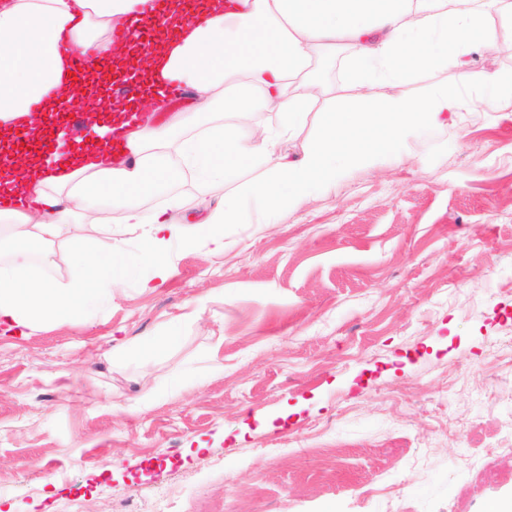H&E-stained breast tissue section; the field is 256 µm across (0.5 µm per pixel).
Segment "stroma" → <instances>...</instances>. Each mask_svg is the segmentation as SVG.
Wrapping results in <instances>:
<instances>
[{
	"mask_svg": "<svg viewBox=\"0 0 512 512\" xmlns=\"http://www.w3.org/2000/svg\"><path fill=\"white\" fill-rule=\"evenodd\" d=\"M348 55L322 60L340 101L359 92ZM464 94L480 109L276 223L225 225L223 254L182 252L161 288L130 274L93 324L0 334V512L511 498L512 472L481 484L473 470L478 441L512 424V121L491 91ZM168 189L193 214L226 187L201 193L184 171Z\"/></svg>",
	"mask_w": 512,
	"mask_h": 512,
	"instance_id": "obj_1",
	"label": "stroma"
}]
</instances>
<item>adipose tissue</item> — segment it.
<instances>
[{"instance_id":"obj_1","label":"adipose tissue","mask_w":512,"mask_h":512,"mask_svg":"<svg viewBox=\"0 0 512 512\" xmlns=\"http://www.w3.org/2000/svg\"><path fill=\"white\" fill-rule=\"evenodd\" d=\"M154 9L153 0H0V123L26 129L35 110H55L50 92L71 85L73 52L109 64L128 44L132 20ZM496 16L512 22V0H200L191 21L171 19L172 33L147 68L155 90L176 81L194 92L192 110L171 125L129 130L122 161L109 150L59 155L24 189L0 191V218L10 227L0 236V326L33 332L92 321L127 271L143 270V289L158 288L174 275L178 250L202 244L223 253L225 225L268 224L300 210L349 170L447 125L466 107L447 85L420 100L372 89L412 83L447 65L449 55L490 46ZM339 43L350 51L348 77L364 93L332 105L308 152L288 158L280 143L305 126L316 100L301 75ZM219 87L238 92L221 121L211 101ZM271 107L273 127L259 121ZM173 152L202 190L247 169L262 175L226 193L202 219L174 221L178 198L150 208L142 202L167 180ZM86 219L112 235L108 253L85 250ZM131 227L141 231L134 248L125 237ZM62 241L75 249L64 282L36 270L30 251L35 244L49 252Z\"/></svg>"}]
</instances>
